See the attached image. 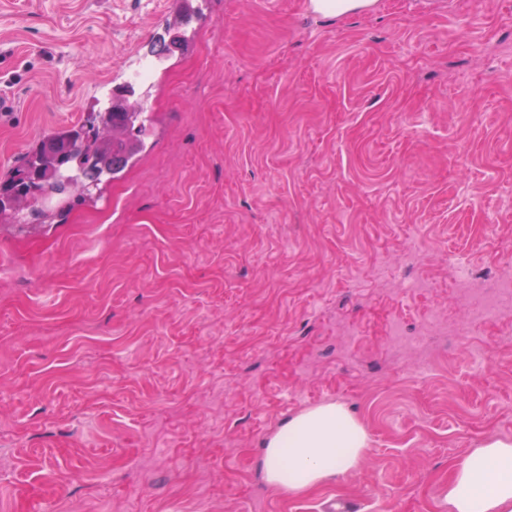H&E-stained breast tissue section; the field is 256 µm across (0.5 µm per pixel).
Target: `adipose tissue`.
I'll list each match as a JSON object with an SVG mask.
<instances>
[{
    "label": "adipose tissue",
    "instance_id": "obj_1",
    "mask_svg": "<svg viewBox=\"0 0 512 512\" xmlns=\"http://www.w3.org/2000/svg\"><path fill=\"white\" fill-rule=\"evenodd\" d=\"M367 445L366 430L342 404L318 406L267 441L266 480L283 492H308L356 468ZM440 497L448 512H512V441H481L454 466Z\"/></svg>",
    "mask_w": 512,
    "mask_h": 512
}]
</instances>
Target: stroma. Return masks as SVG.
<instances>
[{
    "label": "stroma",
    "mask_w": 512,
    "mask_h": 512,
    "mask_svg": "<svg viewBox=\"0 0 512 512\" xmlns=\"http://www.w3.org/2000/svg\"><path fill=\"white\" fill-rule=\"evenodd\" d=\"M0 0V176L130 87L135 162L0 224V512H448L512 440V0ZM432 286L413 288L412 280ZM339 403L355 470L274 490L265 443ZM375 0H309L308 8L318 15L344 16L369 10ZM465 283L470 288L468 301L472 316L467 320L457 321L453 325L454 333L458 336H468L473 325L485 319L495 318V312L512 301L511 276L491 282H482L476 277L468 276Z\"/></svg>",
    "instance_id": "stroma-1"
}]
</instances>
